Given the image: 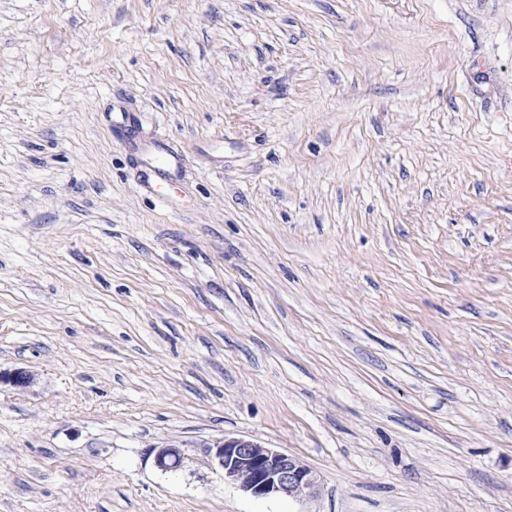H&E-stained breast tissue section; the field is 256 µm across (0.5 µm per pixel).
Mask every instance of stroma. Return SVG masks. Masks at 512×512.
I'll return each instance as SVG.
<instances>
[{
	"label": "stroma",
	"mask_w": 512,
	"mask_h": 512,
	"mask_svg": "<svg viewBox=\"0 0 512 512\" xmlns=\"http://www.w3.org/2000/svg\"><path fill=\"white\" fill-rule=\"evenodd\" d=\"M16 369L0 512H512V0H0ZM211 447L224 480L254 497L314 498L319 494L317 474L296 457L242 437L223 436L213 440ZM154 463L162 471H175L182 465V454L178 446L166 445L158 448Z\"/></svg>",
	"instance_id": "stroma-1"
}]
</instances>
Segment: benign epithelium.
<instances>
[{
    "label": "benign epithelium",
    "instance_id": "1",
    "mask_svg": "<svg viewBox=\"0 0 512 512\" xmlns=\"http://www.w3.org/2000/svg\"><path fill=\"white\" fill-rule=\"evenodd\" d=\"M0 379L19 388L34 382V376L23 369L0 372ZM214 457L224 472V480L239 486L254 497L277 495L314 498L319 494L317 474L300 459L274 448L265 447L242 437L223 436L213 440ZM154 463L162 471H175L182 465L179 447L158 448Z\"/></svg>",
    "mask_w": 512,
    "mask_h": 512
}]
</instances>
